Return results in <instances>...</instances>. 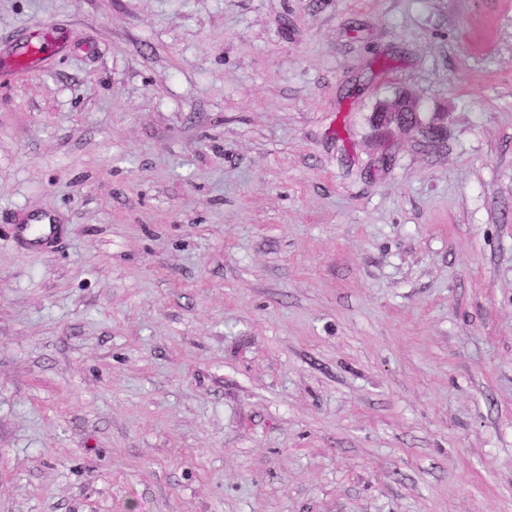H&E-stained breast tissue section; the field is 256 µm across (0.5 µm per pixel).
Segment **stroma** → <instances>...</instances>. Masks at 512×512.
I'll list each match as a JSON object with an SVG mask.
<instances>
[{
	"mask_svg": "<svg viewBox=\"0 0 512 512\" xmlns=\"http://www.w3.org/2000/svg\"><path fill=\"white\" fill-rule=\"evenodd\" d=\"M0 512H512V0H0ZM59 46L60 41L53 33L39 31L31 33L25 42L15 49L13 56L27 57L28 64L35 69L44 57L54 54ZM380 126L386 133L411 132L417 130L427 136L436 137L441 126L424 128L420 123L404 120L401 115L404 112H419L418 102L411 92L405 91L396 94L393 98L380 101L375 109ZM24 222V224H19L17 228L20 237L39 245H47L54 240L57 226L54 224L55 220L52 215L48 213H34ZM30 224H41L38 234H32Z\"/></svg>",
	"mask_w": 512,
	"mask_h": 512,
	"instance_id": "35a3bbf8",
	"label": "stroma"
}]
</instances>
